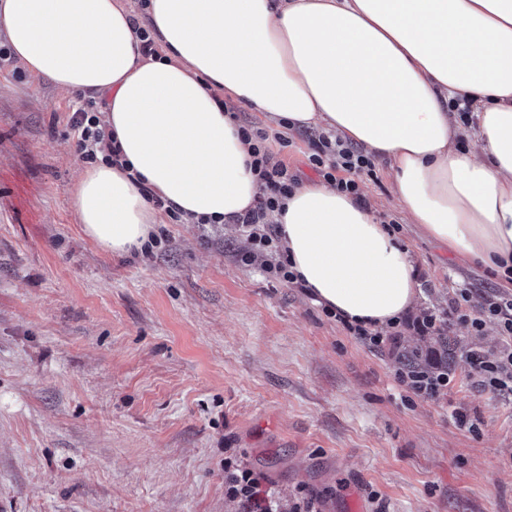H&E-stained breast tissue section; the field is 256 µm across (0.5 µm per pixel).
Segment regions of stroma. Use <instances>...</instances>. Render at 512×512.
I'll list each match as a JSON object with an SVG mask.
<instances>
[{"instance_id":"stroma-1","label":"stroma","mask_w":512,"mask_h":512,"mask_svg":"<svg viewBox=\"0 0 512 512\" xmlns=\"http://www.w3.org/2000/svg\"><path fill=\"white\" fill-rule=\"evenodd\" d=\"M79 92L0 70V512H239L224 462L262 473L284 512H512V397L477 388L453 324L440 400L406 401L370 350L301 289L241 262L237 224L165 221L152 254L108 253L71 208L86 162ZM271 149L301 181L311 135ZM387 163L362 193L418 271L419 310L505 280L418 235ZM480 417V436L451 413Z\"/></svg>"}]
</instances>
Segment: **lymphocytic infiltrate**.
<instances>
[{
	"label": "lymphocytic infiltrate",
	"mask_w": 512,
	"mask_h": 512,
	"mask_svg": "<svg viewBox=\"0 0 512 512\" xmlns=\"http://www.w3.org/2000/svg\"><path fill=\"white\" fill-rule=\"evenodd\" d=\"M70 126L77 134V149L83 159L90 163L100 160L118 165L119 150L112 144V133L101 118L96 100H83L73 111ZM238 126L242 140L250 148L253 170L261 183L254 208L234 218L235 223L248 232V247L241 252L240 258L246 264H258L269 279L297 284L298 277L292 271L281 243L280 227L269 223L268 216L292 194L299 184V177L269 151L267 130L245 120L239 121ZM308 164L338 192L357 199L362 196V178L374 172L371 157L360 147L324 136L313 141ZM489 321L497 323L504 342L491 352L469 351V374L482 389L498 395H512V293L496 292L478 302L473 291L465 289L452 300L447 310H428L416 317L407 315L387 330L348 321L343 327L367 347L393 354L401 346L404 330L438 335L448 324L461 322L478 332ZM397 379L408 395L431 401L440 399L450 383L447 371L438 364L404 366L399 369ZM227 484L230 497L239 501L243 512H278V502L269 490L264 489L260 475L253 470L240 469L239 473L228 476Z\"/></svg>",
	"instance_id": "1"
}]
</instances>
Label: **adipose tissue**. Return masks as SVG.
I'll list each match as a JSON object with an SVG mask.
<instances>
[{
	"label": "adipose tissue",
	"mask_w": 512,
	"mask_h": 512,
	"mask_svg": "<svg viewBox=\"0 0 512 512\" xmlns=\"http://www.w3.org/2000/svg\"><path fill=\"white\" fill-rule=\"evenodd\" d=\"M146 13L155 57L130 0H0V36L32 77L103 102L124 165H92L73 193L101 249L149 242L144 185L190 222L253 207L259 179L223 94L362 145L420 233L512 270V0H148ZM269 221L317 303L375 327L417 305L415 261L372 207L306 182Z\"/></svg>",
	"instance_id": "obj_1"
}]
</instances>
